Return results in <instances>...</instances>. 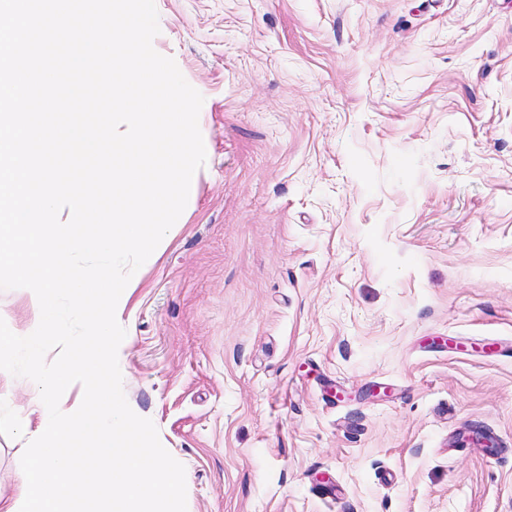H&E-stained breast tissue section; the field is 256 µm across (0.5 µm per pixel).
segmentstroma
Instances as JSON below:
<instances>
[{
	"instance_id": "35a3bbf8",
	"label": "stroma",
	"mask_w": 512,
	"mask_h": 512,
	"mask_svg": "<svg viewBox=\"0 0 512 512\" xmlns=\"http://www.w3.org/2000/svg\"><path fill=\"white\" fill-rule=\"evenodd\" d=\"M156 7L206 163L118 361L187 512H512V0Z\"/></svg>"
}]
</instances>
